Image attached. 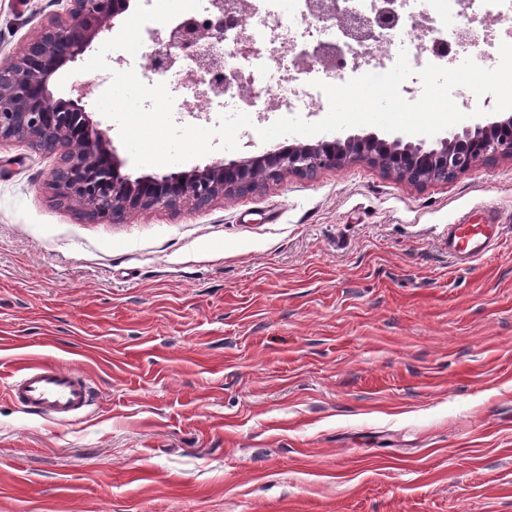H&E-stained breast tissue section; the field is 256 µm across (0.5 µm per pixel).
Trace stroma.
Listing matches in <instances>:
<instances>
[{"label":"stroma","mask_w":512,"mask_h":512,"mask_svg":"<svg viewBox=\"0 0 512 512\" xmlns=\"http://www.w3.org/2000/svg\"><path fill=\"white\" fill-rule=\"evenodd\" d=\"M56 7L0 0V62ZM0 145V512H512V159L354 162L111 223ZM495 213L458 265L448 227ZM98 389L56 422L24 366ZM11 398L28 411L73 420L93 405L96 388L82 371L35 364L16 375L10 385Z\"/></svg>","instance_id":"35a3bbf8"}]
</instances>
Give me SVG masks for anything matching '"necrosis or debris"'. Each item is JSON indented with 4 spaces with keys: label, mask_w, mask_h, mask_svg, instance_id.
Returning <instances> with one entry per match:
<instances>
[{
    "label": "necrosis or debris",
    "mask_w": 512,
    "mask_h": 512,
    "mask_svg": "<svg viewBox=\"0 0 512 512\" xmlns=\"http://www.w3.org/2000/svg\"><path fill=\"white\" fill-rule=\"evenodd\" d=\"M225 3L233 22L225 31L227 51L222 68L207 75L209 81L224 84L223 97L209 102L222 112L236 110L245 84L255 89L248 111L256 116L322 110L324 92L312 86L310 76L291 67L282 51L294 38L321 48L322 65L339 84L368 72L389 71L403 51L419 71L460 54L465 38L479 43L483 56L493 61L500 58L501 43H512V0H396L394 26L374 54L359 59L339 51L341 31L333 23L318 22L307 11V0Z\"/></svg>",
    "instance_id": "4bbe7bcc"
}]
</instances>
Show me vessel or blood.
Masks as SVG:
<instances>
[{
	"label": "vessel or blood",
	"instance_id": "b4317fda",
	"mask_svg": "<svg viewBox=\"0 0 512 512\" xmlns=\"http://www.w3.org/2000/svg\"><path fill=\"white\" fill-rule=\"evenodd\" d=\"M499 236L500 226L491 214H481L476 222L459 219L448 227V254L457 263L468 264L485 256ZM9 393L25 410L65 421L81 416L96 398L87 374L48 364L25 368L12 379Z\"/></svg>",
	"mask_w": 512,
	"mask_h": 512
}]
</instances>
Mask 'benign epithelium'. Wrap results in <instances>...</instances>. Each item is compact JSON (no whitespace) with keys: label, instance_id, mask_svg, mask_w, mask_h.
<instances>
[{"label":"benign epithelium","instance_id":"obj_1","mask_svg":"<svg viewBox=\"0 0 512 512\" xmlns=\"http://www.w3.org/2000/svg\"><path fill=\"white\" fill-rule=\"evenodd\" d=\"M132 0H65L63 9L32 38L24 50L0 65V143L24 140L59 155L50 185L61 203L95 219L119 221L128 213L171 208L187 203L195 208L218 197L239 195L263 180L288 175L313 177L322 170L353 162H367L393 172L412 184L431 178V169L453 179L469 172L483 159H512V114L498 115L462 131H450L430 142H391L375 134L339 135L316 144L274 146L237 160L216 159L204 166L163 176L131 178L113 146L111 128L93 121L80 106L87 98L83 85L71 88V98L56 99L50 90L56 74L82 55L102 34L113 30ZM309 9L320 21L337 20L352 51L370 55L376 41L369 29L343 21L345 11L336 0H312ZM393 2L385 0L375 25L392 26ZM224 39V21L205 30L192 18L159 35L151 65L159 72L181 60L180 50L198 45L200 67L221 61L218 46Z\"/></svg>","mask_w":512,"mask_h":512}]
</instances>
